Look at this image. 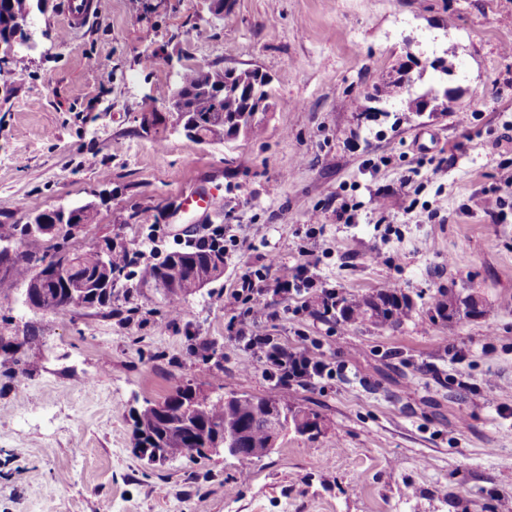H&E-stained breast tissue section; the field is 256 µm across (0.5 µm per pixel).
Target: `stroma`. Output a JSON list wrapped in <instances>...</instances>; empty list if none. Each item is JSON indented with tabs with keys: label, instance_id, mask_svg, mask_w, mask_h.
I'll list each match as a JSON object with an SVG mask.
<instances>
[{
	"label": "stroma",
	"instance_id": "1",
	"mask_svg": "<svg viewBox=\"0 0 512 512\" xmlns=\"http://www.w3.org/2000/svg\"><path fill=\"white\" fill-rule=\"evenodd\" d=\"M67 0L37 14L34 51L0 85V224L93 208L95 220L38 253L111 242L151 257L224 225L223 275L173 308L115 285L111 309L46 314L0 295V336L36 332L25 378L0 370V512H501L512 497V0H105L66 30ZM424 89L431 59L455 65L447 111H373V87L406 60ZM256 67L274 110L260 137L189 139L171 108L185 67ZM499 189L496 214L474 196ZM214 190L219 213L180 212ZM356 205L354 223L338 212ZM308 264L317 288L368 295L396 284L413 312L397 329L301 315L273 294L249 321L324 352L333 378L281 395L320 431L288 433L244 461L217 453L151 465L133 410L180 383L263 397L252 355L225 342L224 294L267 256ZM481 308L432 319L439 290Z\"/></svg>",
	"mask_w": 512,
	"mask_h": 512
}]
</instances>
